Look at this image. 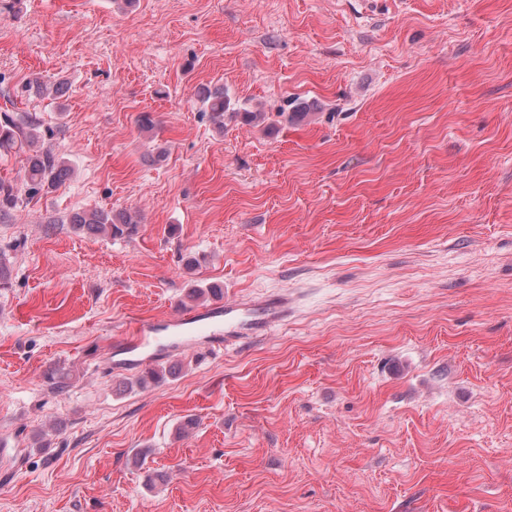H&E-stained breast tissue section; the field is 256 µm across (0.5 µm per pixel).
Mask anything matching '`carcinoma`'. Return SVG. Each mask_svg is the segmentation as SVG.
<instances>
[{"label":"carcinoma","mask_w":512,"mask_h":512,"mask_svg":"<svg viewBox=\"0 0 512 512\" xmlns=\"http://www.w3.org/2000/svg\"><path fill=\"white\" fill-rule=\"evenodd\" d=\"M203 111L219 129H224L228 119L246 126H260L270 120L267 112H254L232 103L224 90L207 89L199 95ZM42 123L32 112L5 109L0 112V156L23 152L26 165L21 182L0 180V217L7 216L23 203V194L34 195L44 189H55L65 183L70 175L67 161L38 148ZM68 223L80 233L103 235L113 238H131L139 233L137 215L127 210L92 208L69 215Z\"/></svg>","instance_id":"obj_1"}]
</instances>
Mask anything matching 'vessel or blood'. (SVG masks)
Segmentation results:
<instances>
[{
	"instance_id": "b4317fda",
	"label": "vessel or blood",
	"mask_w": 512,
	"mask_h": 512,
	"mask_svg": "<svg viewBox=\"0 0 512 512\" xmlns=\"http://www.w3.org/2000/svg\"><path fill=\"white\" fill-rule=\"evenodd\" d=\"M287 317L288 297L284 294L227 299L194 313L139 321L130 336L118 341L114 352L124 356L126 365L140 366L158 335L169 339L167 345L154 349L156 356L163 357L199 338L220 345L244 336L266 335Z\"/></svg>"
}]
</instances>
